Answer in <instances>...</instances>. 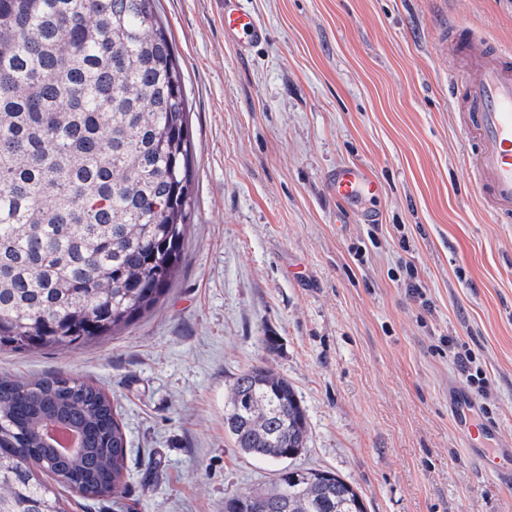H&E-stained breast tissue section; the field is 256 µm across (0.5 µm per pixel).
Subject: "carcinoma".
<instances>
[{"label": "carcinoma", "instance_id": "carcinoma-1", "mask_svg": "<svg viewBox=\"0 0 512 512\" xmlns=\"http://www.w3.org/2000/svg\"><path fill=\"white\" fill-rule=\"evenodd\" d=\"M158 0H0V351L79 348L156 307L180 270L193 136ZM81 437L63 453L43 425ZM235 447L277 463L306 448L304 408L264 364L226 398ZM127 440L86 381L0 377V512H65L56 487L117 495ZM224 512H366L314 467L224 497Z\"/></svg>", "mask_w": 512, "mask_h": 512}]
</instances>
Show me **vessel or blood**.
<instances>
[{
  "mask_svg": "<svg viewBox=\"0 0 512 512\" xmlns=\"http://www.w3.org/2000/svg\"><path fill=\"white\" fill-rule=\"evenodd\" d=\"M224 33L241 51H248L266 38L265 25L239 0H224ZM469 109L463 125L468 142L476 145V184L487 207L499 223H512V48H471L469 78L465 85ZM336 198L356 203L377 196L378 182L359 163L336 167L328 180ZM456 423L465 429L468 446L488 438L489 430L469 420V406L460 403L453 411ZM488 471L512 486V448L487 453Z\"/></svg>",
  "mask_w": 512,
  "mask_h": 512,
  "instance_id": "obj_1",
  "label": "vessel or blood"
}]
</instances>
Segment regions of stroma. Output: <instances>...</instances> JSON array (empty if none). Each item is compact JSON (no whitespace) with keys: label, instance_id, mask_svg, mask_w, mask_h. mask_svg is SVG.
<instances>
[{"label":"stroma","instance_id":"35a3bbf8","mask_svg":"<svg viewBox=\"0 0 512 512\" xmlns=\"http://www.w3.org/2000/svg\"><path fill=\"white\" fill-rule=\"evenodd\" d=\"M240 2L267 27L247 52L225 38L221 0H160L194 138L191 224L163 301L77 350L0 352V374L89 380L119 410L124 493L66 491L67 512H224L226 495L268 483L276 465L224 425L235 377L257 364L306 410L296 465L335 472L367 512H512L452 416L468 397L492 446L512 448V224L472 181L450 84L465 60L445 36L512 46V0ZM350 162L382 186L377 222L342 219L328 190Z\"/></svg>","mask_w":512,"mask_h":512}]
</instances>
